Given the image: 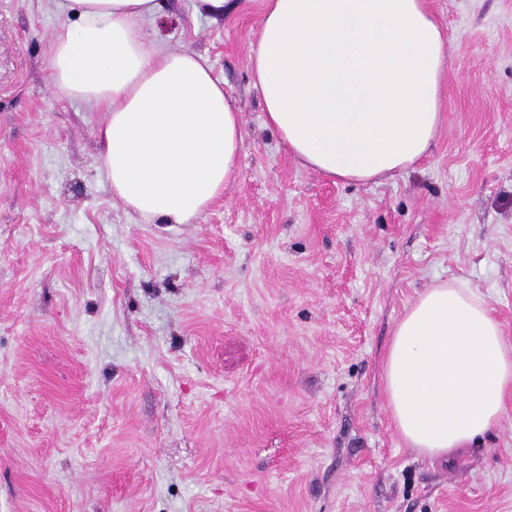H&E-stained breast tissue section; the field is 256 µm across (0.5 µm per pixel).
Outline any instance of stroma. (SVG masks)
I'll use <instances>...</instances> for the list:
<instances>
[{"instance_id": "35a3bbf8", "label": "stroma", "mask_w": 512, "mask_h": 512, "mask_svg": "<svg viewBox=\"0 0 512 512\" xmlns=\"http://www.w3.org/2000/svg\"><path fill=\"white\" fill-rule=\"evenodd\" d=\"M65 0H0V512H512V402L445 461L384 395L396 321L436 280L512 340V0H428L454 64L414 169L333 181L264 126L263 0H159L240 114L238 174L189 224L100 171L104 115L53 95Z\"/></svg>"}]
</instances>
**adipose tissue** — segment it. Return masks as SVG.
<instances>
[{"label": "adipose tissue", "mask_w": 512, "mask_h": 512, "mask_svg": "<svg viewBox=\"0 0 512 512\" xmlns=\"http://www.w3.org/2000/svg\"><path fill=\"white\" fill-rule=\"evenodd\" d=\"M48 44L53 93L106 120L100 166L144 219L188 224L234 179L239 114L202 56L148 35L158 0H69ZM446 27L426 0H266L250 51L264 122L303 166L368 182L427 154L442 122ZM395 430L430 458L488 434L512 395V342L462 280L418 293L382 360Z\"/></svg>", "instance_id": "obj_1"}]
</instances>
